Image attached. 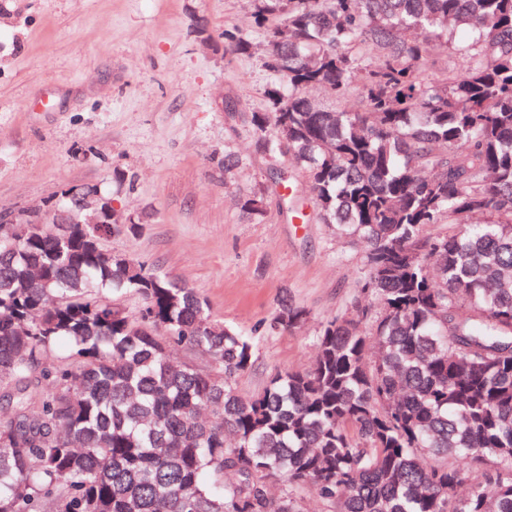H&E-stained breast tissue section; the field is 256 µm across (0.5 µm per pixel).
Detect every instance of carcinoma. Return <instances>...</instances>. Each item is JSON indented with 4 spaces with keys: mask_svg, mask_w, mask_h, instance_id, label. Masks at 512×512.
Returning a JSON list of instances; mask_svg holds the SVG:
<instances>
[{
    "mask_svg": "<svg viewBox=\"0 0 512 512\" xmlns=\"http://www.w3.org/2000/svg\"><path fill=\"white\" fill-rule=\"evenodd\" d=\"M255 4L281 83L247 132L287 157L286 212L308 201L363 246L353 315L323 323L308 370L242 398L230 380L256 339L104 250L117 221L15 225L0 512H512V0ZM108 293L138 296V316ZM306 320L285 300L270 327Z\"/></svg>",
    "mask_w": 512,
    "mask_h": 512,
    "instance_id": "obj_1",
    "label": "carcinoma"
}]
</instances>
